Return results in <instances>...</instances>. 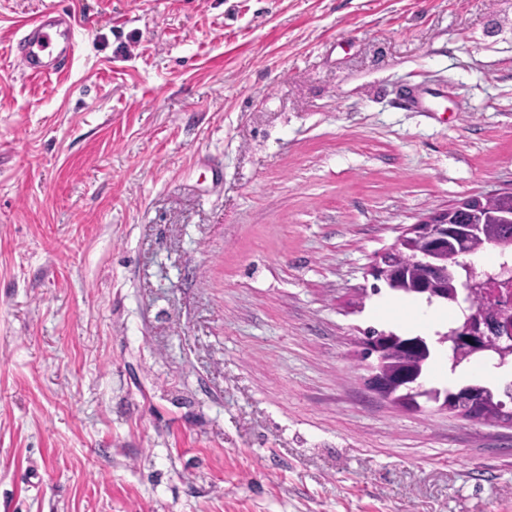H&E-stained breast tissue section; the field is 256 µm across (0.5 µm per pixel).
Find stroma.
<instances>
[{"label":"stroma","mask_w":512,"mask_h":512,"mask_svg":"<svg viewBox=\"0 0 512 512\" xmlns=\"http://www.w3.org/2000/svg\"><path fill=\"white\" fill-rule=\"evenodd\" d=\"M511 190L512 0H0V512H512V424L359 345L414 329L378 256ZM22 29L14 48V60L28 78H50L68 69L78 47L69 13L39 15Z\"/></svg>","instance_id":"stroma-1"}]
</instances>
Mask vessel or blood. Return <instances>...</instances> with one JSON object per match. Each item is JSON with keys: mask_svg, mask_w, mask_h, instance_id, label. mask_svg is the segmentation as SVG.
<instances>
[{"mask_svg": "<svg viewBox=\"0 0 512 512\" xmlns=\"http://www.w3.org/2000/svg\"><path fill=\"white\" fill-rule=\"evenodd\" d=\"M77 47L70 14L46 13L24 25L14 48V60L28 78L45 79L65 72Z\"/></svg>", "mask_w": 512, "mask_h": 512, "instance_id": "b4317fda", "label": "vessel or blood"}]
</instances>
